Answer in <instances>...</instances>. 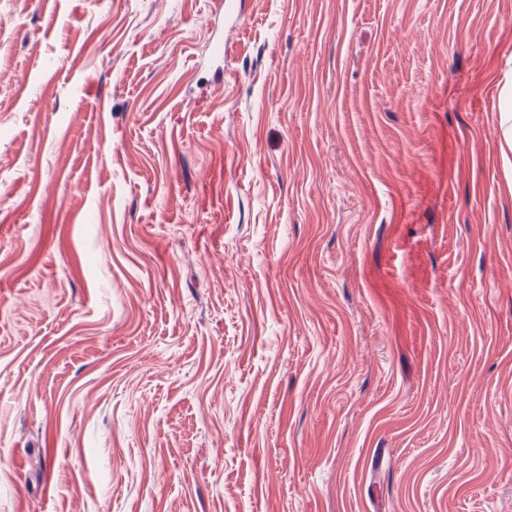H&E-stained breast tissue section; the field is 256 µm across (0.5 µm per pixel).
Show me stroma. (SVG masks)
<instances>
[{
	"label": "stroma",
	"mask_w": 512,
	"mask_h": 512,
	"mask_svg": "<svg viewBox=\"0 0 512 512\" xmlns=\"http://www.w3.org/2000/svg\"><path fill=\"white\" fill-rule=\"evenodd\" d=\"M240 3L0 0V512H512V0Z\"/></svg>",
	"instance_id": "35a3bbf8"
}]
</instances>
